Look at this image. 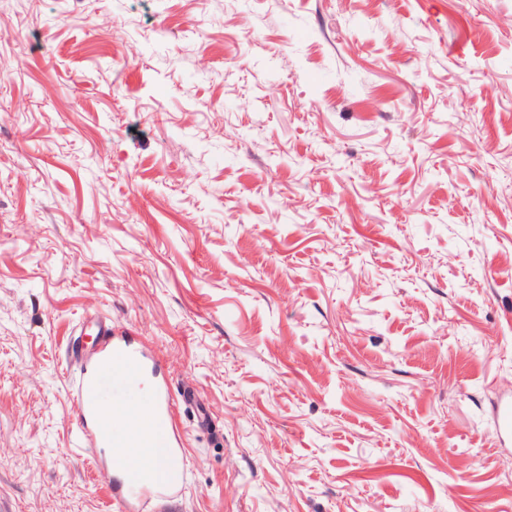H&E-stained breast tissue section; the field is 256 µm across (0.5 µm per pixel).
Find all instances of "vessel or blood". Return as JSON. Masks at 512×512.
<instances>
[{"mask_svg":"<svg viewBox=\"0 0 512 512\" xmlns=\"http://www.w3.org/2000/svg\"><path fill=\"white\" fill-rule=\"evenodd\" d=\"M103 341L98 363L93 369L81 370L76 380L79 414L77 421L94 456V464L103 466L113 476L112 493L123 512H165L178 500L187 484V459L177 432V408L189 409L198 424H207L202 402L195 390L186 388L172 393L167 383L156 384L148 397L154 414V424L145 428L133 420L115 426L101 419L98 408L113 389L128 391L125 405L139 403L133 387L146 371L156 370L157 364L125 336L112 333L110 324L98 325ZM495 439L501 446L512 444V399L494 408ZM156 448L161 453L158 468L143 466L132 448Z\"/></svg>","mask_w":512,"mask_h":512,"instance_id":"1","label":"vessel or blood"}]
</instances>
